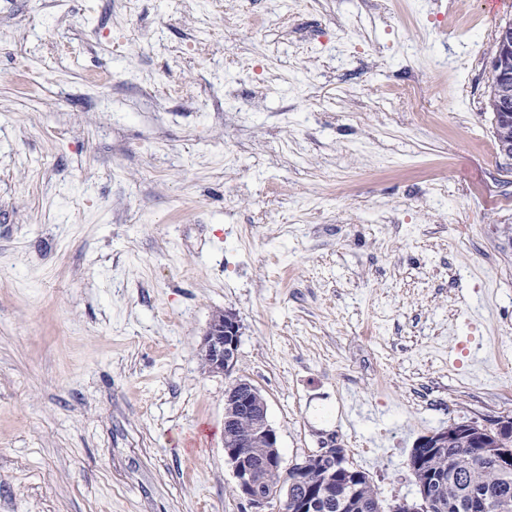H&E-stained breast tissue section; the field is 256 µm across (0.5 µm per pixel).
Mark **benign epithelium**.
<instances>
[{"label":"benign epithelium","instance_id":"obj_1","mask_svg":"<svg viewBox=\"0 0 512 512\" xmlns=\"http://www.w3.org/2000/svg\"><path fill=\"white\" fill-rule=\"evenodd\" d=\"M489 72L492 78L504 89V93L495 104L494 125L509 129L512 135V24L509 23L497 30L496 51L489 61ZM240 324L236 316L230 312H220L210 320L200 343V354L205 369L210 373L230 374L236 366L240 342ZM255 386L245 380L237 379L224 399V426L226 436L224 451L232 465L236 479L237 495L248 502L253 512H266L272 502H279V512H288V493L278 496L268 485V479L261 472L282 474H299L308 465L311 458L321 461L328 472L326 479L305 482L297 490L299 498L295 502L297 512H316L326 504H334L342 497L336 486V471L345 464L340 449L330 447L306 456L290 467H283V458L278 450V435L269 423L267 407L251 402ZM246 417L252 422L250 434L239 437L232 433L235 421ZM496 444L499 452L498 469L501 472L512 470V416L498 421L494 428ZM489 430L474 420L453 423L448 429L421 438L418 445L433 449L435 458L443 455L448 442L455 441L475 448L487 447ZM259 444L262 448L272 449V455L258 462L248 451V447ZM448 487V512H457L462 508L459 492L453 482H444L443 476L434 470H425L418 479L419 501L408 503L401 501L393 512H433L438 506V490Z\"/></svg>","mask_w":512,"mask_h":512}]
</instances>
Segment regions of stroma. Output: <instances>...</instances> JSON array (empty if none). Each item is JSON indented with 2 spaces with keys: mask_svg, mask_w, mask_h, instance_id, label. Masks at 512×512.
Here are the masks:
<instances>
[{
  "mask_svg": "<svg viewBox=\"0 0 512 512\" xmlns=\"http://www.w3.org/2000/svg\"><path fill=\"white\" fill-rule=\"evenodd\" d=\"M509 22L512 0H0V512H251L235 377L285 465L336 442L384 512L416 498L422 436L512 416L487 106ZM224 311L230 377L199 356Z\"/></svg>",
  "mask_w": 512,
  "mask_h": 512,
  "instance_id": "stroma-1",
  "label": "stroma"
}]
</instances>
